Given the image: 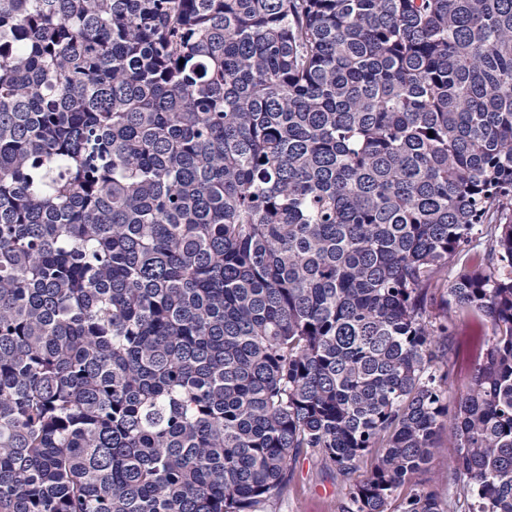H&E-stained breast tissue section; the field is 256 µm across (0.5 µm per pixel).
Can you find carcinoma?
<instances>
[{"mask_svg": "<svg viewBox=\"0 0 512 512\" xmlns=\"http://www.w3.org/2000/svg\"><path fill=\"white\" fill-rule=\"evenodd\" d=\"M441 291L492 331L454 398ZM306 459L512 512V0H0V512H268Z\"/></svg>", "mask_w": 512, "mask_h": 512, "instance_id": "carcinoma-1", "label": "carcinoma"}]
</instances>
